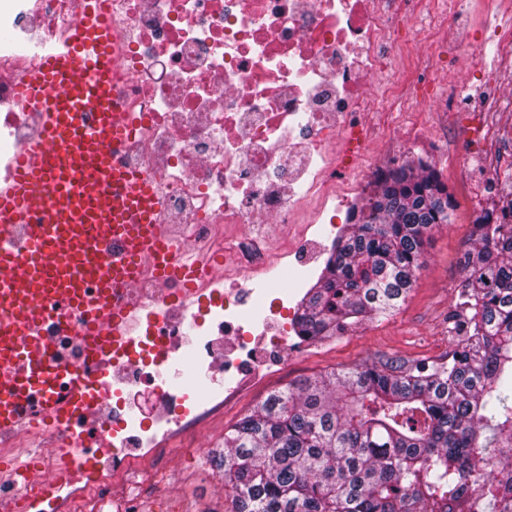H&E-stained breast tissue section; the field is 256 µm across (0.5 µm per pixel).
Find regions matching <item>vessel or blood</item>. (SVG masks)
Here are the masks:
<instances>
[{
    "label": "vessel or blood",
    "instance_id": "obj_1",
    "mask_svg": "<svg viewBox=\"0 0 512 512\" xmlns=\"http://www.w3.org/2000/svg\"><path fill=\"white\" fill-rule=\"evenodd\" d=\"M116 39L101 0H82L78 22L29 79L43 93L39 144L20 152L12 182L0 185V235L24 227L18 245L0 249V267L14 271L0 283L1 428L22 424L27 402L57 426L86 413L56 391L60 370L38 341L43 299L83 312L80 348L94 364L132 334L135 310L118 295L137 280L139 260L190 288L198 279L185 250L169 243L152 178L110 156L132 128L117 100Z\"/></svg>",
    "mask_w": 512,
    "mask_h": 512
}]
</instances>
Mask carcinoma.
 <instances>
[{
  "mask_svg": "<svg viewBox=\"0 0 512 512\" xmlns=\"http://www.w3.org/2000/svg\"><path fill=\"white\" fill-rule=\"evenodd\" d=\"M455 204L431 165L388 171L336 239L299 321L341 336L399 309ZM448 358L382 361L270 393L224 434L234 512H512V189L473 222Z\"/></svg>",
  "mask_w": 512,
  "mask_h": 512,
  "instance_id": "obj_1",
  "label": "carcinoma"
}]
</instances>
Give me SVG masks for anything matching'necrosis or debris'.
Here are the masks:
<instances>
[{
	"instance_id": "necrosis-or-debris-1",
	"label": "necrosis or debris",
	"mask_w": 512,
	"mask_h": 512,
	"mask_svg": "<svg viewBox=\"0 0 512 512\" xmlns=\"http://www.w3.org/2000/svg\"><path fill=\"white\" fill-rule=\"evenodd\" d=\"M78 0H0V179L29 143L38 100L16 94L37 52L79 17ZM119 34L120 75L137 127L123 153L129 169L152 176L164 223L189 256L223 258L214 283L184 293L144 267L132 293L134 336L110 352L87 392L96 416L68 430L24 427L0 436V512H139L147 479L174 483L163 437L214 408L224 372L248 352L266 322L271 347L300 338L292 303L304 288L287 255L256 258L261 240L290 231L313 202L316 224L351 219L366 188L341 158L383 140L375 116L415 103L458 111L462 90L420 78L438 25L455 29L463 9L450 0H103ZM348 189L335 195L337 182ZM235 227L225 240V226ZM243 279L280 269L284 287L257 300L221 289L225 266ZM75 312L48 305L42 338L74 370L83 358ZM96 443L83 455L86 443ZM78 452L58 467L56 451Z\"/></svg>"
}]
</instances>
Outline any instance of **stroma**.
Segmentation results:
<instances>
[{"instance_id": "obj_1", "label": "stroma", "mask_w": 512, "mask_h": 512, "mask_svg": "<svg viewBox=\"0 0 512 512\" xmlns=\"http://www.w3.org/2000/svg\"><path fill=\"white\" fill-rule=\"evenodd\" d=\"M446 33L434 36L428 75L439 83L459 82L467 109L486 110L490 133L483 144V162L467 164L468 146L464 133L465 112H401L396 124L400 142L378 146L369 162L355 171L369 180L375 167L393 168L415 160L431 164L447 184L455 202L452 223L435 227L426 247V263L418 272L405 303L393 316L367 322L341 337L307 341L287 346L284 369L258 376L250 363H242L251 385L224 407V416L205 426L187 430L175 459L174 490L150 485L141 493L144 512H232L227 490L218 489L209 470L212 452L222 449L230 427L253 411L275 390L331 371L345 370L386 358L435 362L446 358L452 348L448 334L456 286L461 278L459 260L470 243L473 221L481 210L494 206L511 184L512 112H490L486 86L473 77L474 57L492 70L497 82L512 91V67L496 61L492 50L473 52L457 31L456 47H449Z\"/></svg>"}]
</instances>
